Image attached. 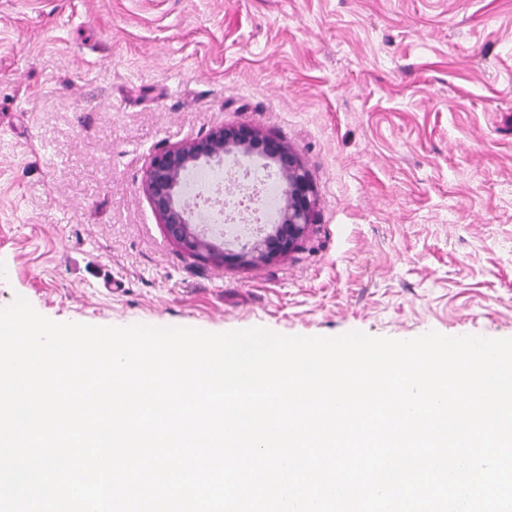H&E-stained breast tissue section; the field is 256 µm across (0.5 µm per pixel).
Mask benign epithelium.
Listing matches in <instances>:
<instances>
[{"instance_id": "1", "label": "benign epithelium", "mask_w": 512, "mask_h": 512, "mask_svg": "<svg viewBox=\"0 0 512 512\" xmlns=\"http://www.w3.org/2000/svg\"><path fill=\"white\" fill-rule=\"evenodd\" d=\"M257 157L275 167L280 180L278 219L238 250L213 244L194 221V208L182 193L184 177L202 160L230 155ZM144 192L166 232L187 255L218 265L254 266L290 253L312 221L313 187L298 154L281 139L247 125L222 124L206 136L156 150L144 176Z\"/></svg>"}]
</instances>
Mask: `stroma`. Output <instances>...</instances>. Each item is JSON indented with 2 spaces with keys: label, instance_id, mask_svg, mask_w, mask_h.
Returning a JSON list of instances; mask_svg holds the SVG:
<instances>
[{
  "label": "stroma",
  "instance_id": "1",
  "mask_svg": "<svg viewBox=\"0 0 512 512\" xmlns=\"http://www.w3.org/2000/svg\"><path fill=\"white\" fill-rule=\"evenodd\" d=\"M246 124L314 188L288 255L172 242L152 152ZM512 338V0H0V308Z\"/></svg>",
  "mask_w": 512,
  "mask_h": 512
}]
</instances>
